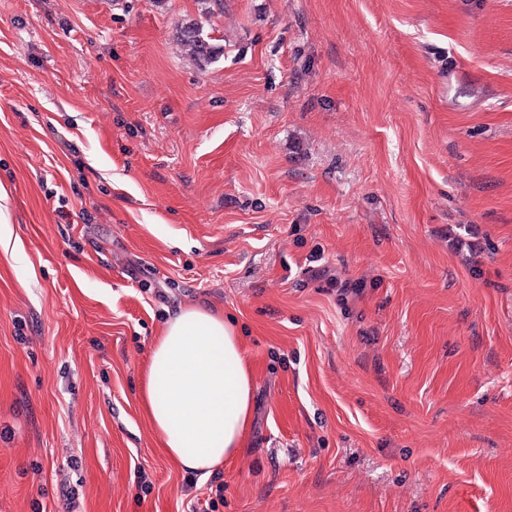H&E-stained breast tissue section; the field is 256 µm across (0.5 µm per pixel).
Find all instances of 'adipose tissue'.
I'll list each match as a JSON object with an SVG mask.
<instances>
[{
  "mask_svg": "<svg viewBox=\"0 0 512 512\" xmlns=\"http://www.w3.org/2000/svg\"><path fill=\"white\" fill-rule=\"evenodd\" d=\"M253 380L235 326L223 314L185 306L151 347L144 399L169 457L206 473L235 455L247 432Z\"/></svg>",
  "mask_w": 512,
  "mask_h": 512,
  "instance_id": "1",
  "label": "adipose tissue"
}]
</instances>
